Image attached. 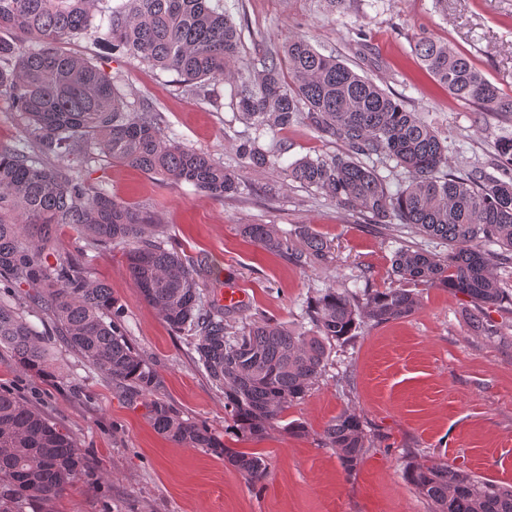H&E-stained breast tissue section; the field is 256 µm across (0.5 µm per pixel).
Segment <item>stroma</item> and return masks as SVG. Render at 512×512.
Here are the masks:
<instances>
[{"instance_id": "1", "label": "stroma", "mask_w": 512, "mask_h": 512, "mask_svg": "<svg viewBox=\"0 0 512 512\" xmlns=\"http://www.w3.org/2000/svg\"><path fill=\"white\" fill-rule=\"evenodd\" d=\"M242 30L240 69L276 51L291 36L335 55L447 138L452 167L496 174V140L512 133L511 113L480 111L440 87L412 53L418 37L452 45L503 94L512 95V0H224ZM68 51L96 58L129 102L149 101L169 134L237 171L239 194L214 198L188 184L162 185L139 169L104 157L89 183L129 206L156 214L170 244L199 268L207 291H245L228 321L238 326L261 314L300 324L310 294L326 288L362 291L398 287L391 261L399 247L442 254L448 246L407 224H377L321 192L293 182L283 167L306 155L339 154L340 141L306 123L270 131L262 145L283 142L280 166L255 173L236 152L248 128L238 118L237 79L213 80L195 92L162 72L97 44L71 41ZM246 224H272L295 233L309 226L329 239V263L298 265L249 242ZM93 279L107 283L123 311L124 332L154 364L159 394L183 418L202 422L224 444L263 453L268 477L251 486L223 458L159 435L141 403L85 366L62 343L54 353L61 377L22 375L0 351V384L15 388L73 437L87 462L83 481L60 499L25 512H431L404 479L409 456H422L512 483V304L485 310L487 335L472 326L469 298L441 286L414 285L420 305L391 323L363 325L335 346L312 392L294 402L285 421L302 435L273 428L262 439L238 435L224 414V393L208 379L184 336L149 307L129 278L120 248L86 251ZM364 421L373 446L352 473L321 435L343 411Z\"/></svg>"}]
</instances>
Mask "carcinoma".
<instances>
[{
    "label": "carcinoma",
    "instance_id": "1",
    "mask_svg": "<svg viewBox=\"0 0 512 512\" xmlns=\"http://www.w3.org/2000/svg\"><path fill=\"white\" fill-rule=\"evenodd\" d=\"M104 31L112 50L194 86L231 76L241 30L223 0H0V99L23 121L33 149L0 148V348L22 373L54 376L46 340L62 342L98 375L141 401L153 427L171 441L214 452L253 487L264 484L259 452L235 450L203 423L186 420L155 396L154 365L124 335L122 311L108 286L90 279L72 257L47 261L65 224L85 248L122 247L144 301L185 334L210 381L224 390V411L243 435L262 438L288 407L322 377L333 346L352 340L360 325L403 319L418 305L407 288L357 296L327 288L310 296V328L291 329L270 317L226 323L227 308L199 287L198 271L158 237L160 224L86 183V169L102 153L162 182L187 183L216 198L236 194L241 179L208 155L164 133L149 103L126 100L112 77L63 45ZM21 34L27 42L14 38ZM414 52L448 94L486 112L512 113L500 90L469 57L443 41L422 37ZM239 119L254 132L237 145L247 167L279 163L286 149L260 138L307 120L321 137L344 143L340 155L305 156L286 167L288 178L323 192L379 223L411 224L448 244L439 257L400 248L391 264L406 283L443 286L478 308L512 299L497 268L512 264V135L496 141L501 177L448 162L447 141L421 117L332 54L290 36L280 49L247 70L235 95ZM75 157V166L61 161ZM408 173L390 189L378 165ZM243 233L264 250L300 265L324 264L332 245L304 227L296 239L272 224H247ZM496 245L499 250H492ZM46 316L40 331L26 315ZM345 471L370 447L360 417L344 411L323 430ZM85 471L75 440L60 426L0 387V512H23L29 501L63 497ZM405 480L433 512H512V485L446 463L414 460Z\"/></svg>",
    "mask_w": 512,
    "mask_h": 512
}]
</instances>
